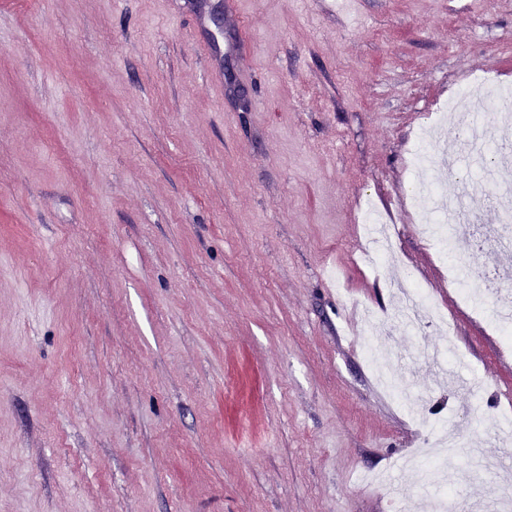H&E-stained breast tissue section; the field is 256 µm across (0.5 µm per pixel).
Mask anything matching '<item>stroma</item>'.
<instances>
[{"label": "stroma", "mask_w": 512, "mask_h": 512, "mask_svg": "<svg viewBox=\"0 0 512 512\" xmlns=\"http://www.w3.org/2000/svg\"><path fill=\"white\" fill-rule=\"evenodd\" d=\"M199 0H0V512H496L504 479L395 468L423 436L362 355L391 311L359 261L365 197L454 333L391 325L386 355L453 343L456 377L397 370L484 455L512 351L464 308L400 201L421 126L474 73L512 86V0H224L231 83ZM499 180L464 205L498 225ZM480 405L481 427L463 413ZM389 474L377 489L363 471Z\"/></svg>", "instance_id": "35a3bbf8"}]
</instances>
